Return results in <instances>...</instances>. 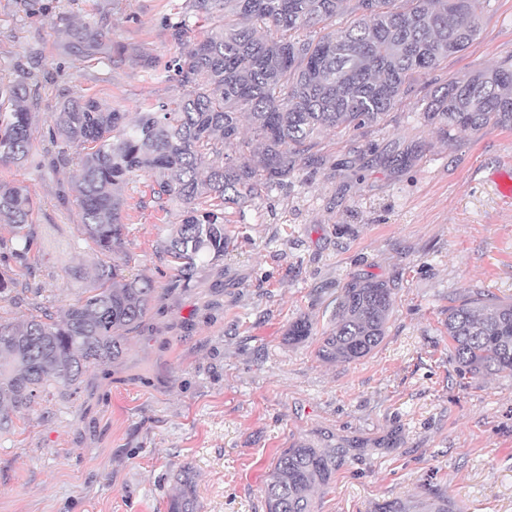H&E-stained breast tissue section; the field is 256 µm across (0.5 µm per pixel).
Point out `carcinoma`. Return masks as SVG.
I'll list each match as a JSON object with an SVG mask.
<instances>
[{
    "label": "carcinoma",
    "mask_w": 512,
    "mask_h": 512,
    "mask_svg": "<svg viewBox=\"0 0 512 512\" xmlns=\"http://www.w3.org/2000/svg\"><path fill=\"white\" fill-rule=\"evenodd\" d=\"M490 0H193L206 35L174 60L183 89L176 108L126 113L94 99L68 97L48 129L58 151L48 165L78 160L74 193L85 239L99 261L87 296L63 317L47 313L0 322V428L31 407L39 393L71 388L85 370L124 352L158 299L146 276L123 275L108 257L124 243L126 202L119 187L136 172L155 177L158 199L180 206L163 253L180 275L224 256V206H242L263 187L283 185L310 161L314 140L328 129L359 130L382 119L416 77L476 38ZM351 15L343 27L336 17ZM116 45L95 30L81 32L88 57H110ZM23 84L0 85V161L30 159L31 115ZM424 117L443 131L512 127V67L480 70L435 82L421 100ZM248 122L253 138L241 137ZM77 151L71 157L69 149ZM0 265L23 264L34 241L31 207L18 186L0 182ZM393 312L392 288L352 277L336 298L318 357L351 363L382 342ZM454 358L473 377L512 375V302L467 298L448 307ZM311 324L292 323L288 340L310 337ZM346 449L297 441L276 457L264 485L266 512H313ZM459 512L432 494L413 504L390 501L378 512ZM193 477L185 471L168 512H195Z\"/></svg>",
    "instance_id": "1"
}]
</instances>
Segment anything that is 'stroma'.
Here are the masks:
<instances>
[{
  "label": "stroma",
  "mask_w": 512,
  "mask_h": 512,
  "mask_svg": "<svg viewBox=\"0 0 512 512\" xmlns=\"http://www.w3.org/2000/svg\"><path fill=\"white\" fill-rule=\"evenodd\" d=\"M183 23L198 37L191 0H0V81L28 88L35 159L55 150L46 131L65 97L131 120L179 97L171 29ZM85 25L119 52L84 57ZM506 61L512 0H490L472 44L383 120L322 133L314 165L226 208L228 251L188 281L161 253L178 207L133 174L113 260L160 297L119 359L0 432V512H167L184 467L197 512H266L271 465L299 440L347 451L314 512H374L432 491L462 512H512V376L462 373L445 326L449 306L475 293L512 301V205L494 184L512 168V128L445 134L418 104L432 80ZM77 175L0 162V179L29 196L36 233L27 265L7 271L18 286L0 295V319L38 306L60 315L89 284L98 256L76 201L61 198ZM353 275L389 283L393 313L368 356L326 363L319 339ZM301 318L312 334L289 343Z\"/></svg>",
  "instance_id": "1"
}]
</instances>
